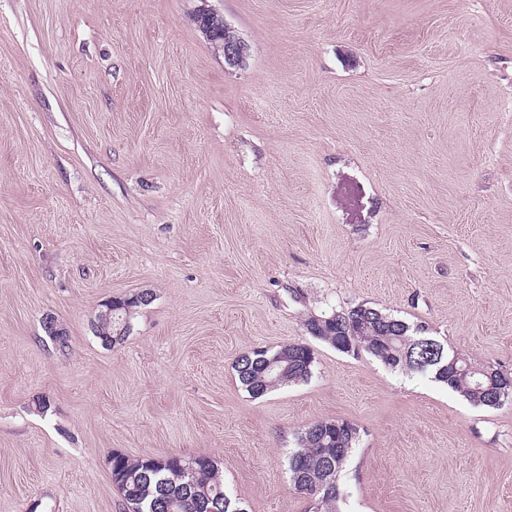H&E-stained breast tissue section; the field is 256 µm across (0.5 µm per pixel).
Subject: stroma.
Here are the masks:
<instances>
[{
  "instance_id": "1",
  "label": "stroma",
  "mask_w": 512,
  "mask_h": 512,
  "mask_svg": "<svg viewBox=\"0 0 512 512\" xmlns=\"http://www.w3.org/2000/svg\"><path fill=\"white\" fill-rule=\"evenodd\" d=\"M198 5L0 0V512H124L115 451L310 512L288 452L320 419L360 431L338 512H512V403L305 326L367 305L512 373V0H209L241 69ZM298 341L311 378L251 397L238 356ZM201 5L194 13V20L198 26L206 31L211 38L222 36L221 29H224L226 37L221 45L224 54V63L230 68H242L246 65L249 56V45L235 30L220 16L215 10L207 5L206 0L201 1ZM230 33H233L230 35ZM137 294V295H136ZM151 297L150 292H138L129 294L125 297L123 304L112 307V302L105 305V309L101 314L111 316V320H107L100 315L97 317V322L94 324V331L98 338L105 345L115 346L121 344L129 335L132 328V318L137 313L141 306H146L151 300L147 301L143 296ZM144 298V301L141 299ZM147 301V302H145Z\"/></svg>"
}]
</instances>
